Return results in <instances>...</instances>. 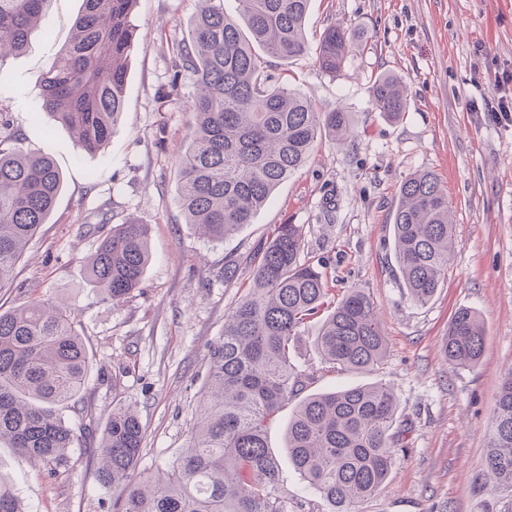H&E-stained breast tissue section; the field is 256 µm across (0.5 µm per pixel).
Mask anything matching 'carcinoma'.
<instances>
[{
	"label": "carcinoma",
	"mask_w": 512,
	"mask_h": 512,
	"mask_svg": "<svg viewBox=\"0 0 512 512\" xmlns=\"http://www.w3.org/2000/svg\"><path fill=\"white\" fill-rule=\"evenodd\" d=\"M51 0H0V67L22 53L44 23ZM239 18L224 0H200L188 40L175 42L176 68L201 93L191 112L195 136L179 161L177 201L185 223L222 242L252 223L273 190L307 161L324 137L344 145L355 137L351 113L317 111L301 93L269 83L255 48L287 61L307 53L310 0H238ZM136 0H84L69 46L36 84L38 108L69 128L85 153L105 148L125 105V61L134 46ZM356 34L331 25L316 48L325 73L344 67ZM375 109L397 117L407 94L395 75L371 87ZM63 175L46 152L23 146L8 113L0 112V284L12 279L27 244L47 223ZM102 220L87 261L100 300L118 304L140 287L148 264L149 227L131 218L110 228ZM401 287L430 302L448 278L454 224L438 176L405 179L393 216ZM301 224H278L250 258L252 284L224 319L209 350V374L187 448L162 474L136 473L143 432L131 407L112 408L98 446L97 480L121 490L116 512H288L280 461L269 449L265 423L306 389L289 347L312 320L314 347L345 371L379 367L387 342L370 295L353 288L341 299L323 273L301 261ZM485 329L479 314L460 307L448 325V362L475 368ZM88 356L73 309L38 299L0 312V444L51 475L68 466L71 448L91 423L72 424L60 406L78 402ZM397 399L381 384L349 386L301 398L285 432L288 465L315 488L327 512H355L388 479L403 446ZM485 484L512 495V372L503 380L488 442ZM0 512H26L0 475Z\"/></svg>",
	"instance_id": "1"
}]
</instances>
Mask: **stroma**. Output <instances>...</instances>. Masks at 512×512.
<instances>
[{
  "label": "stroma",
  "instance_id": "obj_1",
  "mask_svg": "<svg viewBox=\"0 0 512 512\" xmlns=\"http://www.w3.org/2000/svg\"><path fill=\"white\" fill-rule=\"evenodd\" d=\"M198 7L199 0H138L124 111L96 154L79 151L73 133L36 107L35 80L69 45L82 0H52L48 31H35L27 51L6 61L0 107L25 149L51 153L64 183L13 281L0 287V312L34 299L73 305L89 357L82 408L100 428L114 404L134 405L143 430L137 470L158 473L189 444L208 349L250 279V255L271 225H303L302 260L321 267L335 297L353 288L371 295L388 357L376 371H327L311 343L313 322L292 351L294 364L314 374V392L386 384L408 428L406 450L357 512H512V499L478 486L498 390L512 371V119L490 118L498 83L512 73V0H311L309 44L333 24L360 29L362 40L333 76L311 53L269 58L266 71L319 111L351 112L358 135L343 146L323 139L253 223L221 242L194 234L176 202L195 87L189 75L175 77L172 45L187 37ZM386 73L408 92L396 118L370 98ZM422 170L447 189L456 249L447 282L419 305L399 285L392 224L400 184ZM104 215L151 228L141 288L117 305L101 302L86 278L98 244L91 227ZM228 256L240 264L232 283L224 280ZM462 306L474 308L486 330L473 369L451 366L442 351ZM97 466L79 445L67 470L51 478L0 445V475L29 512H112L118 493L99 486Z\"/></svg>",
  "mask_w": 512,
  "mask_h": 512
}]
</instances>
